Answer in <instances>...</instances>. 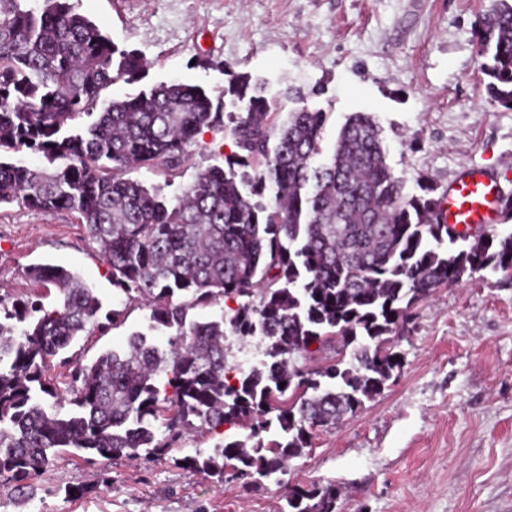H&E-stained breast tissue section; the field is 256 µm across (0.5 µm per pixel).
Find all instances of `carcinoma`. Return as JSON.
Instances as JSON below:
<instances>
[{"label": "carcinoma", "instance_id": "obj_1", "mask_svg": "<svg viewBox=\"0 0 512 512\" xmlns=\"http://www.w3.org/2000/svg\"><path fill=\"white\" fill-rule=\"evenodd\" d=\"M0 0V156L27 150L40 164L0 160V205L67 211L86 225L120 295L144 302L151 328L172 330L162 348L130 335L123 352L76 363L62 388L47 378L80 335L102 331V301L78 276L32 264L31 281L58 302L0 296V484L44 471L72 448L141 460L224 426L214 453L190 468L246 486L283 484L313 432L361 410L402 363L393 338L420 302L464 278L512 274V232L466 237L437 220L435 188L406 195L367 112L350 115L334 151H321L324 113L303 106L277 124L264 81L229 80L245 111L198 87L161 83L112 100L145 60L120 51L68 0ZM479 55L496 101L512 108V3L481 19ZM205 128L229 129L238 152L172 198L127 173L178 171ZM245 302H239V299ZM234 301L221 320L191 310ZM256 336L268 360L229 364L227 337ZM333 483L285 489L280 512H337Z\"/></svg>", "mask_w": 512, "mask_h": 512}]
</instances>
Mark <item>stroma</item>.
Masks as SVG:
<instances>
[{
    "label": "stroma",
    "mask_w": 512,
    "mask_h": 512,
    "mask_svg": "<svg viewBox=\"0 0 512 512\" xmlns=\"http://www.w3.org/2000/svg\"><path fill=\"white\" fill-rule=\"evenodd\" d=\"M75 12L148 63L105 93L123 99L163 82L201 88L224 111L230 73L265 81L278 121L305 105L324 112L322 158L346 119L370 113L386 161L406 194L444 188L475 165L512 191V109L488 93L480 20L492 0H69ZM306 91L305 101L288 96ZM230 134L203 129L172 177L130 178L173 195L224 165ZM77 273L122 325L81 336L68 349L89 363L147 331L150 311L117 298L110 270L84 225L68 212L0 206V296L44 303L33 264ZM149 331V330H148ZM402 366L380 395L336 426L314 431L289 483L333 482L342 512H512V276L489 274L439 288L399 337ZM215 433L138 462L64 454L27 479L22 503L0 494V512H279L283 488L217 485L181 465L210 452ZM68 486L80 495L66 496Z\"/></svg>",
    "instance_id": "obj_1"
}]
</instances>
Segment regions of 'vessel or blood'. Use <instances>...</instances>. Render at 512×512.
I'll list each match as a JSON object with an SVG mask.
<instances>
[{
	"label": "vessel or blood",
	"instance_id": "obj_1",
	"mask_svg": "<svg viewBox=\"0 0 512 512\" xmlns=\"http://www.w3.org/2000/svg\"><path fill=\"white\" fill-rule=\"evenodd\" d=\"M504 207L496 180L482 167L465 168L442 195L441 223L476 232L498 222Z\"/></svg>",
	"mask_w": 512,
	"mask_h": 512
}]
</instances>
